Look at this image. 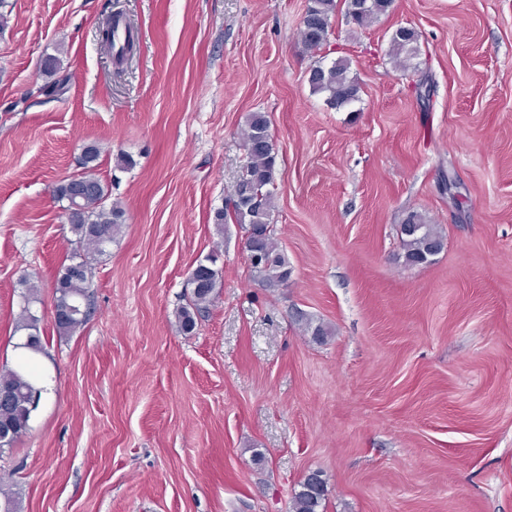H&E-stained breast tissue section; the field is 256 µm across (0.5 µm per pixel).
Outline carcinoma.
Here are the masks:
<instances>
[{
  "instance_id": "1",
  "label": "carcinoma",
  "mask_w": 512,
  "mask_h": 512,
  "mask_svg": "<svg viewBox=\"0 0 512 512\" xmlns=\"http://www.w3.org/2000/svg\"><path fill=\"white\" fill-rule=\"evenodd\" d=\"M346 14L360 28H367L386 14L392 0H344ZM336 12V0H309L307 13L314 23L301 30L302 41L311 51L321 49L327 42L331 29V19ZM125 39L117 58L128 61L136 52V38L130 24H124ZM417 35L410 28H400L392 36L389 54L400 67L412 65L416 51ZM44 70L48 80L37 88V94L48 101L58 97L63 89L65 76L61 75L58 57L46 59ZM308 83L312 92L325 97V102L335 109H345L359 100L360 84L351 75L349 59L339 57L329 63L319 59L309 69ZM244 150L246 162L239 179L233 187L232 209L219 208L215 212L214 224L218 229L232 222L246 229L245 249L263 253L272 258L264 266H252V271L261 282L274 285L286 283L292 270L288 258L280 250L274 237V227L267 219L273 217L276 209L272 191L277 172V152L269 132L268 120L264 113L253 112L247 117L244 130ZM104 148L90 143L83 148L81 176L71 178L55 187V198L63 203L66 220L76 237V249L70 263L63 266L55 285V306L62 310L56 321L61 335H71L87 320L89 315L88 284L91 277L90 258L102 256L120 233L124 224V211L116 203L110 202L111 190L97 176L100 157ZM401 247L407 264L416 265L427 255L431 246L445 240L438 225L430 224L418 212L406 215L400 224ZM210 265L197 269L187 280L188 301L178 312L179 328L184 333L192 332L197 318L207 312L216 297L219 270L214 268L216 259L208 258ZM23 288V305L16 322L15 331L26 332V341L19 347L31 352L17 366L0 368V386L8 388L11 397L0 400V430L4 438L0 440V451L9 447L28 428L34 395L41 394L35 384L37 371L33 355L43 352L39 324L41 318L33 311L39 302L38 285L30 277L20 280ZM326 497V482L319 479L318 489L310 491L299 484V490L292 497V512H323Z\"/></svg>"
}]
</instances>
